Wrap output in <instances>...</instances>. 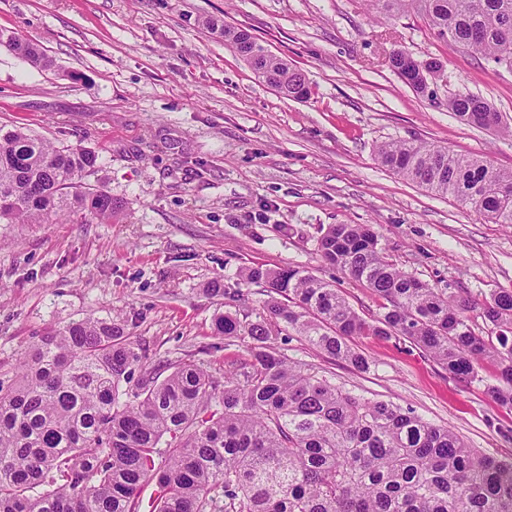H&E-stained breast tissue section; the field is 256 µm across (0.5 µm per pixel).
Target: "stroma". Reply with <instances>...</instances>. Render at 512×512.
Returning <instances> with one entry per match:
<instances>
[{
    "label": "stroma",
    "instance_id": "stroma-1",
    "mask_svg": "<svg viewBox=\"0 0 512 512\" xmlns=\"http://www.w3.org/2000/svg\"><path fill=\"white\" fill-rule=\"evenodd\" d=\"M247 30L312 94L283 99L206 28ZM38 45L34 66L0 45V126L62 147L95 150L89 179L124 202L109 224H0V379L44 328L89 315L122 317L148 369L193 360L216 378L248 367L253 341L214 331L216 314L258 321L235 287L241 268L300 266L336 282L362 315L368 288L325 264L322 228L370 224L399 267L435 288L477 299L512 289V226L496 224L406 180L375 157L407 140L487 156L512 170V138L460 121L448 96L483 97L512 122V71L437 38L419 18L371 20L366 0H0V32ZM402 47L440 59L434 95L389 64ZM277 353L353 395L390 401L453 430L467 446L512 457V410L488 388L485 361L466 384L404 340L357 336L358 369L271 324Z\"/></svg>",
    "mask_w": 512,
    "mask_h": 512
}]
</instances>
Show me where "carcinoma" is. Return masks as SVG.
I'll return each instance as SVG.
<instances>
[{"label": "carcinoma", "instance_id": "cac0c4a2", "mask_svg": "<svg viewBox=\"0 0 512 512\" xmlns=\"http://www.w3.org/2000/svg\"><path fill=\"white\" fill-rule=\"evenodd\" d=\"M370 2L387 18L416 14L449 45L512 71V0ZM0 45L51 66L17 36L1 32ZM420 66L411 86L432 95L430 81L448 75L435 58ZM252 68L282 98L312 93L302 73L269 52ZM448 109L512 136L478 95L455 94ZM376 155L404 178L512 225V171L490 159L411 141L383 142ZM98 167L92 149L0 128V224L61 215L110 222L122 202L85 182ZM318 250L383 300L381 312L361 316L336 284L298 266L246 267L241 281L263 288L271 317L358 368L368 361L349 340L366 335L407 340L464 383L492 358L491 393L512 409V290L482 300L447 295L399 269L368 224L328 225ZM215 331L256 342L249 369L224 375L222 385L192 361L169 363L159 378L118 318L46 328L17 377L0 380V512H140L149 481L152 512H512V457L469 448L410 408L354 396L273 353L264 321L225 312Z\"/></svg>", "mask_w": 512, "mask_h": 512}]
</instances>
